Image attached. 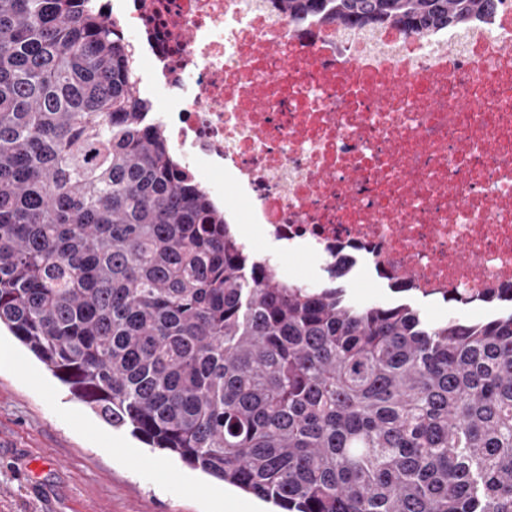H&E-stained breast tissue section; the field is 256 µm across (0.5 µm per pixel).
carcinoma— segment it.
<instances>
[{
	"label": "carcinoma",
	"mask_w": 512,
	"mask_h": 512,
	"mask_svg": "<svg viewBox=\"0 0 512 512\" xmlns=\"http://www.w3.org/2000/svg\"><path fill=\"white\" fill-rule=\"evenodd\" d=\"M493 0H277L421 31ZM97 0H0V325L114 428L286 512H512V312L280 281L151 122Z\"/></svg>",
	"instance_id": "carcinoma-1"
}]
</instances>
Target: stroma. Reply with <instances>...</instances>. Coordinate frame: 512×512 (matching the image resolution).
Wrapping results in <instances>:
<instances>
[{
	"label": "stroma",
	"instance_id": "1",
	"mask_svg": "<svg viewBox=\"0 0 512 512\" xmlns=\"http://www.w3.org/2000/svg\"><path fill=\"white\" fill-rule=\"evenodd\" d=\"M350 299L408 303L429 319L461 304L394 292L364 272ZM224 482L101 421L68 386L0 331V512H231Z\"/></svg>",
	"mask_w": 512,
	"mask_h": 512
}]
</instances>
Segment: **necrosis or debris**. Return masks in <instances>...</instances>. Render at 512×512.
<instances>
[{
    "instance_id": "1",
    "label": "necrosis or debris",
    "mask_w": 512,
    "mask_h": 512,
    "mask_svg": "<svg viewBox=\"0 0 512 512\" xmlns=\"http://www.w3.org/2000/svg\"><path fill=\"white\" fill-rule=\"evenodd\" d=\"M183 170L282 254L425 296L512 289V0L420 33L275 0H110ZM232 193H225V184Z\"/></svg>"
}]
</instances>
